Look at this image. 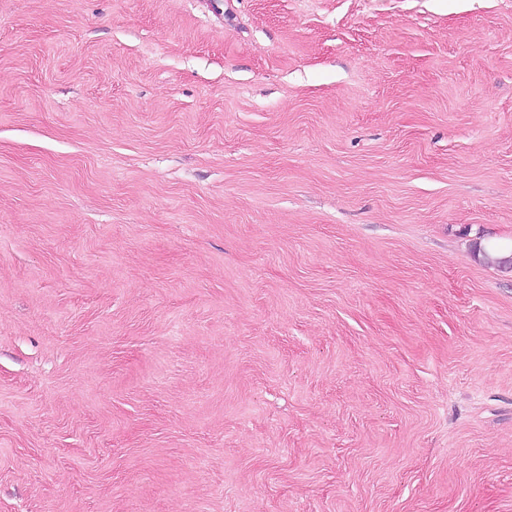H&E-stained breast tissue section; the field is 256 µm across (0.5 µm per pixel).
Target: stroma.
I'll list each match as a JSON object with an SVG mask.
<instances>
[{
    "instance_id": "obj_1",
    "label": "stroma",
    "mask_w": 512,
    "mask_h": 512,
    "mask_svg": "<svg viewBox=\"0 0 512 512\" xmlns=\"http://www.w3.org/2000/svg\"><path fill=\"white\" fill-rule=\"evenodd\" d=\"M512 0H0V512H512Z\"/></svg>"
}]
</instances>
